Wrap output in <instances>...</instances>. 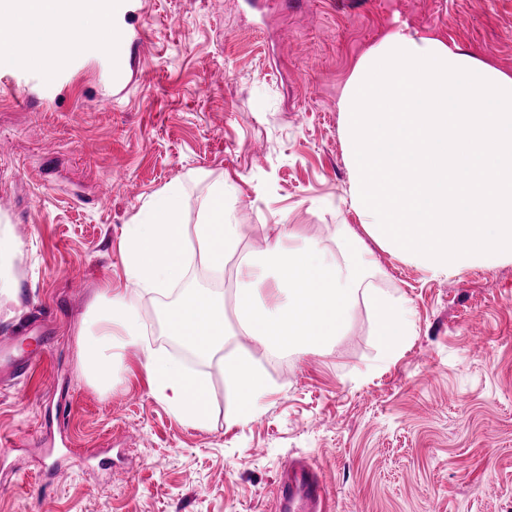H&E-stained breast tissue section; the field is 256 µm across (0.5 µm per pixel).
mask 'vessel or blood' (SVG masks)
<instances>
[{
	"label": "vessel or blood",
	"instance_id": "b4317fda",
	"mask_svg": "<svg viewBox=\"0 0 512 512\" xmlns=\"http://www.w3.org/2000/svg\"><path fill=\"white\" fill-rule=\"evenodd\" d=\"M275 512H328L326 487L311 462L285 464L277 480Z\"/></svg>",
	"mask_w": 512,
	"mask_h": 512
}]
</instances>
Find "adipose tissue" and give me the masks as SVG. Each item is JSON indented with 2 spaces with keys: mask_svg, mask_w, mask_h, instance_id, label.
I'll use <instances>...</instances> for the list:
<instances>
[{
  "mask_svg": "<svg viewBox=\"0 0 512 512\" xmlns=\"http://www.w3.org/2000/svg\"><path fill=\"white\" fill-rule=\"evenodd\" d=\"M0 13L16 19L0 37V67H23L39 54L60 61L86 53L84 31H104L111 23L108 0H0ZM229 194L223 182L213 183L190 224L184 187L175 183L152 195L126 225L120 242L125 285L101 289L105 305L80 338V370L103 394L121 384L123 355L134 350L142 356L154 397L178 420L198 428L208 424L211 380L153 346L136 305L144 296L166 297L168 336L199 359L220 358L233 424L253 419L271 390L252 350L318 352L344 334L357 300L375 316L373 334L382 360L402 351L411 329L410 308L405 299L365 285L361 268L369 264L368 254L352 251L336 262L318 240L291 224L279 225L261 254L239 253L246 227L239 224ZM232 254L239 257L233 307H226L223 291L186 287L194 260L220 273ZM232 323L252 349L224 359L220 353Z\"/></svg>",
  "mask_w": 512,
  "mask_h": 512,
  "instance_id": "adipose-tissue-1",
  "label": "adipose tissue"
}]
</instances>
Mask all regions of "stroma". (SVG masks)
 <instances>
[{"mask_svg": "<svg viewBox=\"0 0 512 512\" xmlns=\"http://www.w3.org/2000/svg\"><path fill=\"white\" fill-rule=\"evenodd\" d=\"M122 36L55 68H0V234L18 292H0V512H274L279 471L304 456L332 512H512V260L441 277L377 243L349 204L337 107L360 58L405 24L512 74V0H129ZM233 190L243 252L288 222L368 286L407 300L412 332L382 362L364 302L315 354H260L272 384L255 419L228 421L219 360L206 428L175 419L138 354L102 394L79 331L151 194ZM483 331L475 351L473 325ZM69 409L58 425L56 406Z\"/></svg>", "mask_w": 512, "mask_h": 512, "instance_id": "obj_1", "label": "stroma"}]
</instances>
